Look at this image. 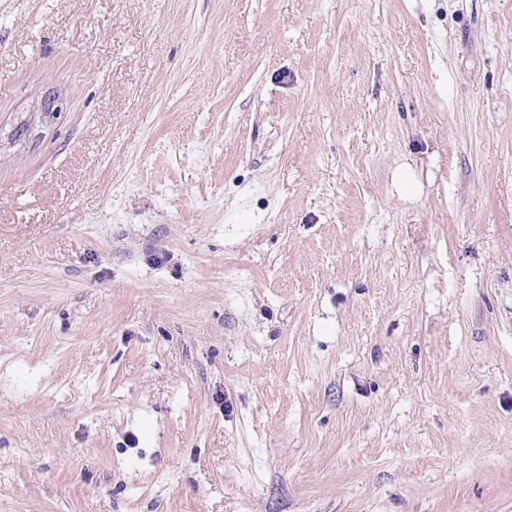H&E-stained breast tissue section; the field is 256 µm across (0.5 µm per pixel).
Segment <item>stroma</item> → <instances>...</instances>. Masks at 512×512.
Segmentation results:
<instances>
[{
    "label": "stroma",
    "mask_w": 512,
    "mask_h": 512,
    "mask_svg": "<svg viewBox=\"0 0 512 512\" xmlns=\"http://www.w3.org/2000/svg\"><path fill=\"white\" fill-rule=\"evenodd\" d=\"M0 512H512V0H0Z\"/></svg>",
    "instance_id": "35a3bbf8"
}]
</instances>
